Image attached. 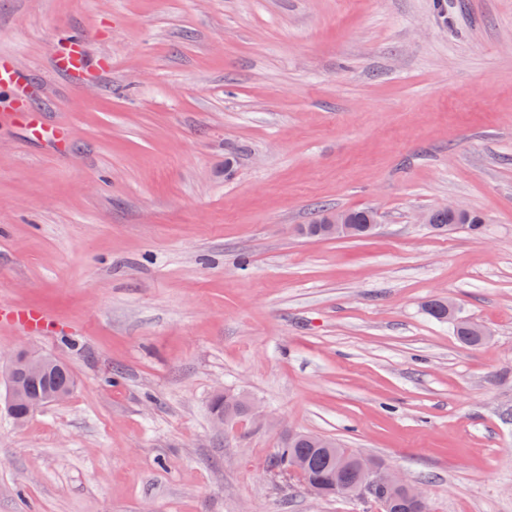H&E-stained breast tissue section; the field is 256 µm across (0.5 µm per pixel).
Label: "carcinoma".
Listing matches in <instances>:
<instances>
[{"instance_id": "cac0c4a2", "label": "carcinoma", "mask_w": 512, "mask_h": 512, "mask_svg": "<svg viewBox=\"0 0 512 512\" xmlns=\"http://www.w3.org/2000/svg\"><path fill=\"white\" fill-rule=\"evenodd\" d=\"M353 218V224L346 233L348 237H363L371 234L373 229L369 224L376 221V214L368 209L349 211ZM429 224L436 228H455L464 226L473 233H478L484 224L483 217L470 213L465 217H453L448 212L434 208L429 211ZM73 374L68 367L54 369L44 377L30 379L26 382L28 392L34 396H42L52 389H64L72 381ZM210 413L213 415H226L231 418H240L245 414L244 402L238 399L233 392L217 394L212 398ZM341 448H320L316 444L315 435L311 433H296L287 438L284 446L277 450L272 460V466L283 471L287 470L293 460L303 463L300 475V485L308 488L311 481L322 484V497L331 498L333 494L328 490L329 480L336 474L340 461ZM391 512H426L425 502H417L409 495L402 493L393 499L390 504Z\"/></svg>"}]
</instances>
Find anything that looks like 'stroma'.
I'll list each match as a JSON object with an SVG mask.
<instances>
[{
	"label": "stroma",
	"instance_id": "stroma-1",
	"mask_svg": "<svg viewBox=\"0 0 512 512\" xmlns=\"http://www.w3.org/2000/svg\"><path fill=\"white\" fill-rule=\"evenodd\" d=\"M74 35L108 67L58 71ZM0 55L70 132L0 123V307L46 314L0 360L77 380L0 413V512H377L272 468L290 432L512 512V0H0ZM322 206L378 226L299 235ZM219 389L276 425L216 430ZM444 211L440 208L431 209L429 212V223L432 227L436 228H446L448 230L455 228L457 226H464L469 231L473 233H478L481 230L482 224H484L483 217L474 213L469 212L466 217H453L448 215H464L467 210L465 208L455 206V205H445L442 206ZM345 212L352 216L354 223L350 224L351 228L346 234L339 237H363L374 231L369 224H376V214L369 209L345 210ZM455 310V303L449 298L448 303L434 300L427 305V313L435 321L445 322L448 320L453 322V330L460 343L468 347H475L485 343L486 338L484 336H490L485 329L477 325H471L475 332L480 335L476 336L470 331L462 330L456 322L448 318V314H453ZM60 360L55 356L31 350H21L10 360L6 381L7 394L5 408L9 415H13L18 404L27 402L28 416L42 410L45 406L62 402L69 392H57L46 401L27 398L22 381L26 376H37L45 373L49 368L56 366Z\"/></svg>",
	"mask_w": 512,
	"mask_h": 512
}]
</instances>
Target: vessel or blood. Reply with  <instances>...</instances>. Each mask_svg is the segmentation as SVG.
<instances>
[{"label":"vessel or blood","mask_w":512,"mask_h":512,"mask_svg":"<svg viewBox=\"0 0 512 512\" xmlns=\"http://www.w3.org/2000/svg\"><path fill=\"white\" fill-rule=\"evenodd\" d=\"M57 65L60 69L74 74L90 70L92 61L84 38H71L68 46L58 56ZM0 86L11 87L14 91L12 104L8 111L0 113V121L25 122L39 138L59 147L64 146L68 137L66 129L45 124L38 114L31 112L27 75L15 67L12 59L7 56H0ZM1 321L33 332L42 327L44 315L41 310L35 308H0Z\"/></svg>","instance_id":"1"}]
</instances>
